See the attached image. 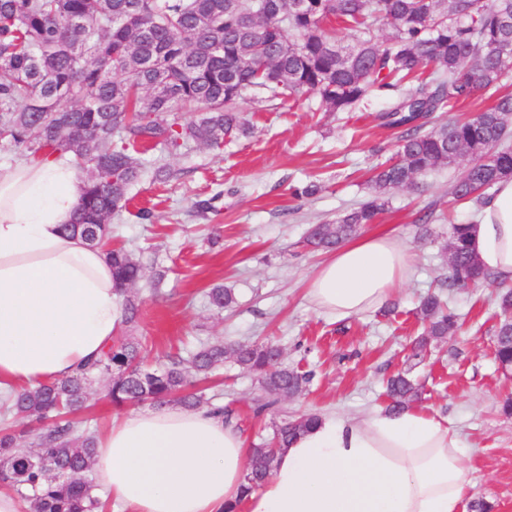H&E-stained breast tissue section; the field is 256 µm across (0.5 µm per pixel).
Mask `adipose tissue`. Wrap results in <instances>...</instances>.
<instances>
[{
	"label": "adipose tissue",
	"instance_id": "adipose-tissue-1",
	"mask_svg": "<svg viewBox=\"0 0 512 512\" xmlns=\"http://www.w3.org/2000/svg\"><path fill=\"white\" fill-rule=\"evenodd\" d=\"M82 185L63 160L0 171V397L74 374L116 333L122 298L105 250L61 231ZM470 244L485 272L512 282V177L485 199ZM412 264L397 237L369 234L323 263L308 295L353 317L381 306ZM463 446L433 410L322 414L247 493L242 432L169 403L113 418L96 438L94 479L121 512H466Z\"/></svg>",
	"mask_w": 512,
	"mask_h": 512
}]
</instances>
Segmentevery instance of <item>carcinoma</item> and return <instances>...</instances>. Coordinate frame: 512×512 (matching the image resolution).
I'll use <instances>...</instances> for the list:
<instances>
[{
    "instance_id": "1",
    "label": "carcinoma",
    "mask_w": 512,
    "mask_h": 512,
    "mask_svg": "<svg viewBox=\"0 0 512 512\" xmlns=\"http://www.w3.org/2000/svg\"><path fill=\"white\" fill-rule=\"evenodd\" d=\"M392 30L381 41L378 32ZM512 72V0H0V141L22 148L25 161L56 156L88 171L80 203L63 230L107 248L115 286L123 294L120 324L135 326L140 302L132 289L143 279L136 253L112 246V218L127 208L128 192L153 168L142 146L169 154L194 146L218 148L226 137L247 136L252 126L237 110L245 95L270 109L314 96L327 112H351L374 94L393 101L382 125L402 129L395 159L377 166L369 198L334 223L310 229L306 242L331 249L373 223L392 191L468 158L452 188V203L482 204L486 192L512 176V94L467 119L432 122L481 90L498 88ZM471 225L452 224L447 254L451 282L490 279L469 244ZM209 305L235 303L217 286ZM425 336L442 339L457 327L441 296L417 308ZM272 343L206 342L189 357L168 354L147 367L139 342L117 336L76 374L19 392L5 412L38 423L35 429L0 430V488L28 504V512H100L92 478L96 436L76 414L93 385L107 379L113 405L172 401L188 409L209 403L195 383L231 360L253 373L264 412L301 394L309 375L275 359ZM494 356L512 367V320L495 331ZM396 412L421 396V386L399 372L386 383ZM316 420L313 413L271 424L255 445L244 491L259 488L275 468L272 449L288 447Z\"/></svg>"
}]
</instances>
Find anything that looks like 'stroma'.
I'll list each match as a JSON object with an SVG mask.
<instances>
[{
	"label": "stroma",
	"instance_id": "35a3bbf8",
	"mask_svg": "<svg viewBox=\"0 0 512 512\" xmlns=\"http://www.w3.org/2000/svg\"><path fill=\"white\" fill-rule=\"evenodd\" d=\"M390 101L373 97L353 112H326L317 98L257 110L251 98L238 108L254 125L250 137L220 149L195 147L177 155L153 150L166 163V182L146 177L130 190V203L112 221L113 241L140 254L147 274L135 293L141 319L133 333L146 339L143 356L156 366L165 353L197 342L269 340L282 362L312 371L307 391L255 414L258 383L232 362L220 371L217 404L256 443L272 419L306 412L359 416L384 404L387 378L407 371L422 387L419 406L447 415L465 443L471 500L493 512H512V374L493 357L494 331L504 318L498 302L502 283L489 280L469 289L448 285L441 246L447 224L434 222L424 236L420 213L448 207L449 193L464 169L456 163L392 193L388 207L361 234L392 232L413 256L410 278L385 301L384 309L340 318L318 311L306 295L309 278L326 254L308 247L313 225L335 220L369 194L368 179L396 148V130L378 115ZM316 183V195L296 199L291 190ZM211 202L201 213L197 202ZM154 218L141 220V209ZM165 270L154 284L155 270ZM231 289L233 308L216 311L206 293ZM441 293L459 315L461 328L431 341L425 358L411 356L423 325L420 298Z\"/></svg>",
	"mask_w": 512,
	"mask_h": 512
}]
</instances>
